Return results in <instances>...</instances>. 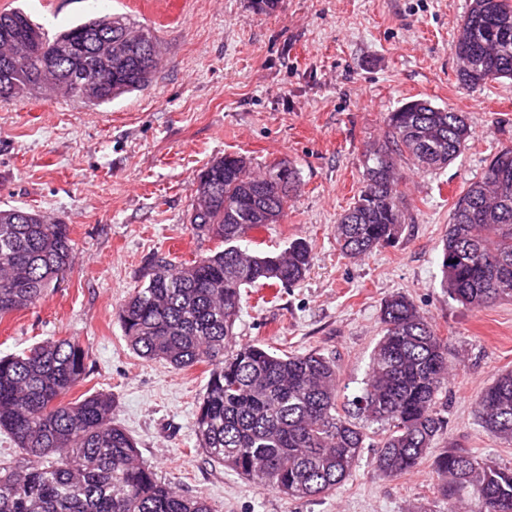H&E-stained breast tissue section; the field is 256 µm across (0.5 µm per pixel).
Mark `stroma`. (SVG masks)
<instances>
[{
  "mask_svg": "<svg viewBox=\"0 0 512 512\" xmlns=\"http://www.w3.org/2000/svg\"><path fill=\"white\" fill-rule=\"evenodd\" d=\"M469 0H0L49 33L103 14L149 26L161 46L151 86L98 107L65 96L0 99V205L70 227L68 274L28 309L0 318V356L49 338L88 352L71 399L111 394L113 420L145 461L214 512H442L432 459L463 450L512 469V445L482 428L474 398L512 370V301L480 311L441 286V239L455 195L512 146V80L460 84L455 42ZM424 98L466 113L472 136L446 168L403 166L405 224L395 245L344 257L334 226L363 186V155L384 117ZM227 153L257 171L279 160L300 173L281 223L256 236L280 252L303 238L314 260L305 280L269 302L249 289L235 325L240 343L316 350L333 358L342 397L362 387L381 335L380 306L408 294L447 337L457 367L440 396L448 425L431 461L395 478L375 467L379 425L352 477L333 494L291 499L257 486L196 450L192 422L208 368L177 370L129 349L118 310L154 256L180 265L216 240L189 216L200 170Z\"/></svg>",
  "mask_w": 512,
  "mask_h": 512,
  "instance_id": "obj_1",
  "label": "stroma"
}]
</instances>
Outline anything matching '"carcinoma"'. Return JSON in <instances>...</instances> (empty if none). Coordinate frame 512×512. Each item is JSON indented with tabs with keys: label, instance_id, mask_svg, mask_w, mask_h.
I'll list each match as a JSON object with an SVG mask.
<instances>
[{
	"label": "carcinoma",
	"instance_id": "carcinoma-1",
	"mask_svg": "<svg viewBox=\"0 0 512 512\" xmlns=\"http://www.w3.org/2000/svg\"><path fill=\"white\" fill-rule=\"evenodd\" d=\"M120 69L99 75L85 96L74 86L97 73L102 48ZM160 44L125 16L95 17L49 35L22 10L0 12V98L58 91L101 106L152 82ZM458 80L474 89L512 79V0H470L456 41ZM385 140L364 154L365 186L337 220L336 241L350 257L396 241L401 163L442 169L471 136L467 118L427 99L410 100L385 117ZM208 203L195 202L205 233L224 249L176 266L156 258L145 281L119 309L130 349L177 369L210 366L192 429L198 450L253 482L296 499L326 496L352 474L366 447L358 420L385 435L375 455L386 477L408 473L443 435L438 394L455 366L448 339L406 294L381 304L380 336L368 378L348 407L338 408L339 370L320 353H290L236 344L242 290L291 288L313 254L303 239L278 253L240 242L278 224L299 182L289 161L262 174L239 154L211 162ZM67 224H46L36 211L0 208V317L39 302L72 267ZM442 283L449 296L481 310L512 300V147L498 151L483 176L453 201L441 241ZM88 352L71 339H47L0 357V432L17 460H0V512H213L203 497L178 492L157 477L137 442L112 422V396H66L86 379ZM483 428L512 443V371L475 399ZM434 470L447 512H512V469L466 452L447 451Z\"/></svg>",
	"mask_w": 512,
	"mask_h": 512
}]
</instances>
